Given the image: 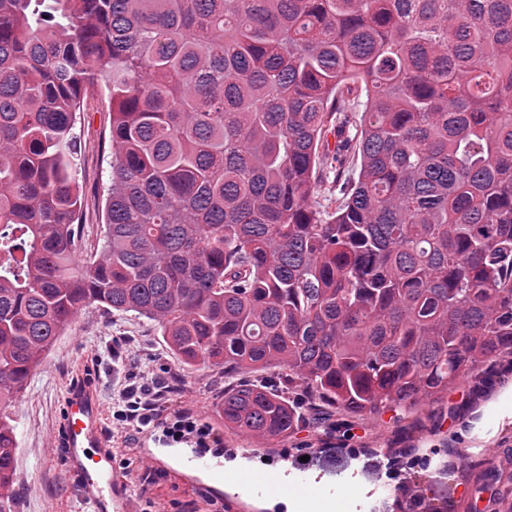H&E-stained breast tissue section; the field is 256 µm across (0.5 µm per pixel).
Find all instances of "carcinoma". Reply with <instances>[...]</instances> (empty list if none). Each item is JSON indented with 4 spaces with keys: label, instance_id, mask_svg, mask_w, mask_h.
<instances>
[{
    "label": "carcinoma",
    "instance_id": "obj_1",
    "mask_svg": "<svg viewBox=\"0 0 512 512\" xmlns=\"http://www.w3.org/2000/svg\"><path fill=\"white\" fill-rule=\"evenodd\" d=\"M90 306L224 373V432L265 442L512 367V0H0V512L7 409ZM111 115L109 102L103 90L94 88L77 112L75 127V163L80 186L83 189L84 210L78 230V259L83 261L100 249L104 230L105 195L111 172L112 148L109 141Z\"/></svg>",
    "mask_w": 512,
    "mask_h": 512
}]
</instances>
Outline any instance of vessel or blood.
Returning a JSON list of instances; mask_svg holds the SVG:
<instances>
[{"label": "vessel or blood", "mask_w": 512, "mask_h": 512, "mask_svg": "<svg viewBox=\"0 0 512 512\" xmlns=\"http://www.w3.org/2000/svg\"><path fill=\"white\" fill-rule=\"evenodd\" d=\"M103 408L91 387L77 383L63 398V415L58 442L69 473L78 481L81 498L91 512H135L126 482L117 477L110 444L102 431ZM180 467L187 473L206 472L216 475L231 489L234 497L260 500L284 493L279 472H257L246 468L233 474L225 471L218 456L192 452L184 454ZM295 512H330L343 493L332 486L322 496L313 498L306 491V475L298 473L294 481Z\"/></svg>", "instance_id": "1"}]
</instances>
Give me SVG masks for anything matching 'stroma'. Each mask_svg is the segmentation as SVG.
Masks as SVG:
<instances>
[{"mask_svg":"<svg viewBox=\"0 0 512 512\" xmlns=\"http://www.w3.org/2000/svg\"><path fill=\"white\" fill-rule=\"evenodd\" d=\"M110 121L106 93L92 89L83 99L75 127V163L85 196L77 249L82 260L93 256L102 243L103 188L112 163ZM130 355L151 366L166 387L161 423L131 441L113 425L111 416L112 389L124 382ZM78 380L94 387L104 411L103 430L116 458L140 462L139 467L117 471L127 481L138 512H265L258 500L230 498L226 489L199 476L193 486H185L166 467L149 463V455L172 447L165 424L179 414L196 417L213 428L218 441L210 449L224 453L225 463H234V451L248 446L254 468L261 470L272 463L285 470L304 456L310 466V483L319 486L329 479L339 485H359L358 500L341 505L340 512H398L396 507L382 506L377 483L361 473L367 448L408 449V456L389 466L395 496L404 503L409 500L407 486L418 483L456 503H469V512H495L499 487L495 474L512 476V415L499 407L503 396L512 393V372L495 376L488 386L469 381L452 388L439 411L427 407L398 420L387 411L349 421L328 438L306 426L270 445L250 444L224 435L217 414L224 394L223 373L181 366L147 319L91 307L57 337L11 407L17 433L16 512H87L77 482L57 448L63 396ZM474 443L489 448L492 463L469 465L455 458L454 449Z\"/></svg>","mask_w":512,"mask_h":512,"instance_id":"obj_1","label":"stroma"}]
</instances>
